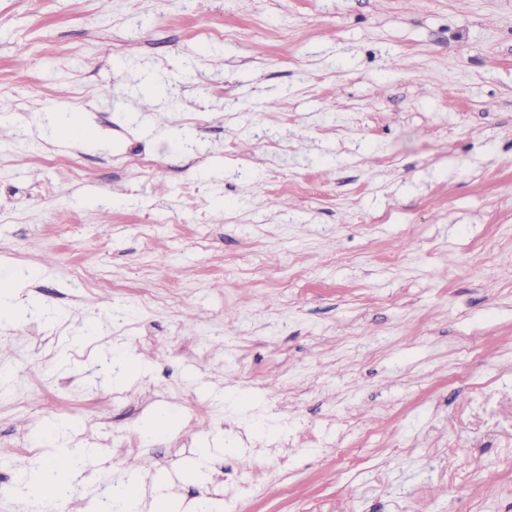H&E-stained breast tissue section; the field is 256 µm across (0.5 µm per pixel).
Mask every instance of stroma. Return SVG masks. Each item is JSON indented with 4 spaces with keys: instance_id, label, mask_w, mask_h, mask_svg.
Wrapping results in <instances>:
<instances>
[{
    "instance_id": "1",
    "label": "stroma",
    "mask_w": 512,
    "mask_h": 512,
    "mask_svg": "<svg viewBox=\"0 0 512 512\" xmlns=\"http://www.w3.org/2000/svg\"><path fill=\"white\" fill-rule=\"evenodd\" d=\"M1 114L0 512H512V0H0ZM52 465L57 482L66 488H72L74 483L82 477L84 456L78 451L64 448L55 452ZM129 503L133 505V512H141L144 510L150 512L165 511L161 498H154L150 503L145 502L139 476L130 479L126 483L125 495L121 505H113L112 509H108V512H131V509L127 508V504Z\"/></svg>"
}]
</instances>
